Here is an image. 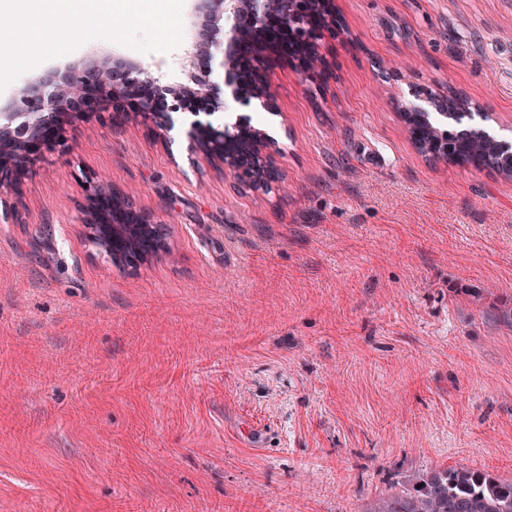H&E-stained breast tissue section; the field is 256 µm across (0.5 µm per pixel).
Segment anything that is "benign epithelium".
Wrapping results in <instances>:
<instances>
[{
	"mask_svg": "<svg viewBox=\"0 0 512 512\" xmlns=\"http://www.w3.org/2000/svg\"><path fill=\"white\" fill-rule=\"evenodd\" d=\"M271 13L289 28H306L302 39L306 55L298 59V66L305 79H315L314 72L327 67L321 42L336 33L335 0H196L193 31L182 57L184 69L193 77L192 87L163 84L149 65L121 58L70 67L19 87L11 111L0 112V193L16 191L44 152L66 145L68 126L75 121L94 117L111 125L133 122L164 139L177 112L195 116L189 138L203 159L236 185L264 190L268 174L280 171L277 141L251 126L245 115L217 126L207 117L228 109V94L243 106L257 100L267 109L274 108L267 51L257 40ZM244 47L251 50L255 65L254 80L247 86L236 78L237 51ZM217 60L223 70L220 81L213 79ZM412 94L444 117L450 112L480 111L466 99L448 101L444 92L433 94L414 86ZM82 179L83 232L113 264L136 268L167 252V229L154 213L100 175L85 173ZM132 240L139 243V256L125 258Z\"/></svg>",
	"mask_w": 512,
	"mask_h": 512,
	"instance_id": "benign-epithelium-1",
	"label": "benign epithelium"
}]
</instances>
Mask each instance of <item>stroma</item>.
I'll list each match as a JSON object with an SVG mask.
<instances>
[{"label": "stroma", "mask_w": 512, "mask_h": 512, "mask_svg": "<svg viewBox=\"0 0 512 512\" xmlns=\"http://www.w3.org/2000/svg\"><path fill=\"white\" fill-rule=\"evenodd\" d=\"M325 80L271 56L283 189L191 151L177 113L78 121L0 195V512H368L439 466L512 475V178L433 161L394 108L453 87L512 144V0H336ZM180 49L93 39L0 90L107 57L191 84ZM171 227L119 268L82 172ZM255 422L263 447L241 433Z\"/></svg>", "instance_id": "obj_1"}]
</instances>
